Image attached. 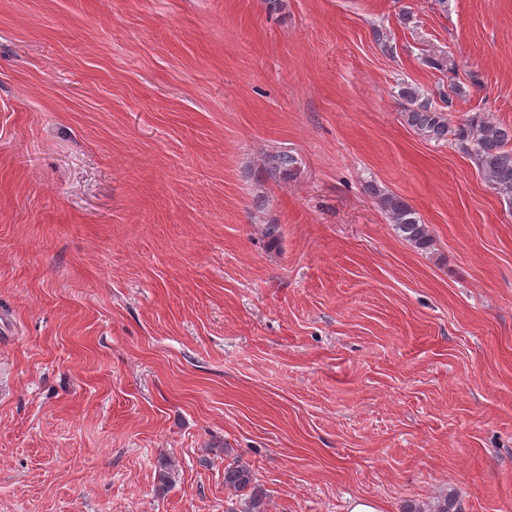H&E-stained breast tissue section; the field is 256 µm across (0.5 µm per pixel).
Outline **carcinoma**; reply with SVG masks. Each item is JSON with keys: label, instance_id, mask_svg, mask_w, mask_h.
<instances>
[{"label": "carcinoma", "instance_id": "carcinoma-1", "mask_svg": "<svg viewBox=\"0 0 512 512\" xmlns=\"http://www.w3.org/2000/svg\"><path fill=\"white\" fill-rule=\"evenodd\" d=\"M401 118L418 135L429 141L451 139L466 150L483 174L486 182L512 208V127L490 118L482 112L469 115L456 126H451L446 108L451 101L437 104L431 97L411 84L402 86ZM295 160L288 154L267 158L266 172L290 174ZM401 238L420 251L433 245L429 226L422 223L417 212L401 197L371 187ZM224 485L236 492L255 491L254 475L245 465L224 468Z\"/></svg>", "mask_w": 512, "mask_h": 512}]
</instances>
